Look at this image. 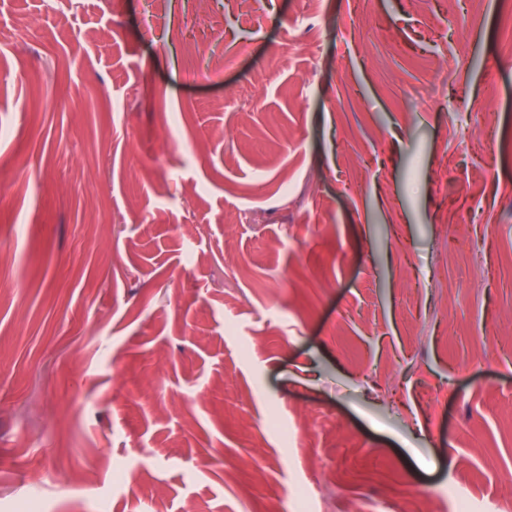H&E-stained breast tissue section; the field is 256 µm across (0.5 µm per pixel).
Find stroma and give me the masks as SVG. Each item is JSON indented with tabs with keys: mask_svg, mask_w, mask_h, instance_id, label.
<instances>
[{
	"mask_svg": "<svg viewBox=\"0 0 512 512\" xmlns=\"http://www.w3.org/2000/svg\"><path fill=\"white\" fill-rule=\"evenodd\" d=\"M508 12L0 0V512H512Z\"/></svg>",
	"mask_w": 512,
	"mask_h": 512,
	"instance_id": "stroma-1",
	"label": "stroma"
}]
</instances>
